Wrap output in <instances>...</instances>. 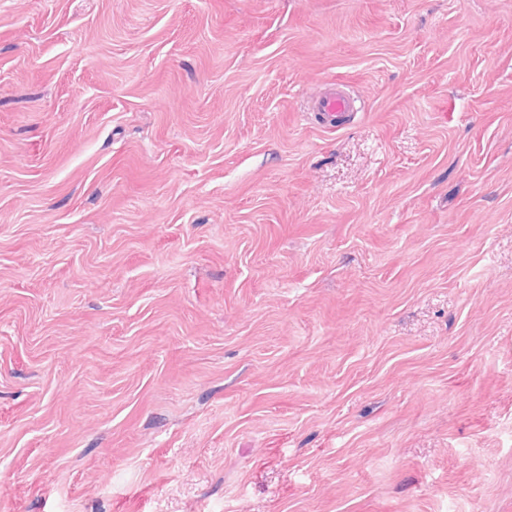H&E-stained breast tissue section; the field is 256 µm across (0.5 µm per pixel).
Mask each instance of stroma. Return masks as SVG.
I'll list each match as a JSON object with an SVG mask.
<instances>
[{
  "mask_svg": "<svg viewBox=\"0 0 512 512\" xmlns=\"http://www.w3.org/2000/svg\"><path fill=\"white\" fill-rule=\"evenodd\" d=\"M0 512H512V0H0ZM356 99L340 83H327L326 90L314 101V110L319 113L327 129H337L339 121L355 112Z\"/></svg>",
  "mask_w": 512,
  "mask_h": 512,
  "instance_id": "35a3bbf8",
  "label": "stroma"
}]
</instances>
